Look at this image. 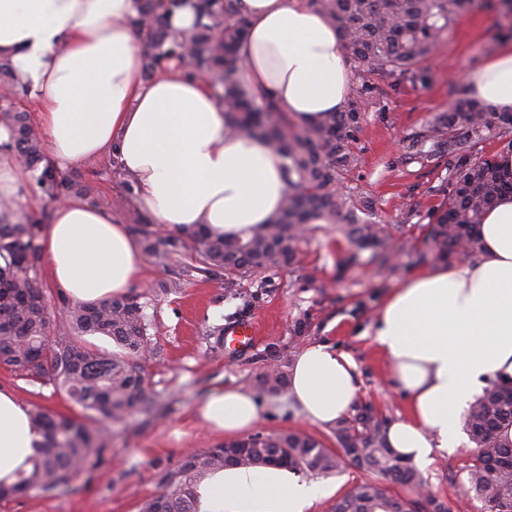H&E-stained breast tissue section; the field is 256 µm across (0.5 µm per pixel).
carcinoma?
Masks as SVG:
<instances>
[{
    "mask_svg": "<svg viewBox=\"0 0 512 512\" xmlns=\"http://www.w3.org/2000/svg\"><path fill=\"white\" fill-rule=\"evenodd\" d=\"M344 40L346 62L357 73L377 70L393 83H424L426 66L437 44L451 32L475 0H311ZM135 24L142 38L141 69L146 79L176 63L211 82L239 132L258 139L285 159L289 184L280 214L246 240L224 238L200 226L185 236L162 237L148 224L131 231L142 237L144 254L157 263L191 251L192 263L182 276L165 284L168 292L183 287V278L232 281L256 268L290 265L295 244L317 229L316 222L341 224L345 237L359 249L377 252L388 262L386 228L371 220L372 203L353 194L346 181L357 164V133L375 93L358 85L341 111L310 124L294 123L271 98L256 95L237 81L243 66L239 43L247 22L237 0H137ZM189 7L195 14L186 35L173 32L169 18ZM8 62H0V125L11 131V142L0 151L12 154L32 171L51 200L64 194L69 182L51 166L38 128L21 107L23 94L14 85ZM419 158L444 167L441 201L426 234L429 258L476 257L482 250L478 226L483 213L503 195L512 193V176L498 155L484 147L502 144L512 153V112L491 114L489 107L460 91L448 111L433 117L411 137ZM43 226L15 202L0 200V363L22 378L51 384L80 407V417L52 414L40 406L29 410L42 441L29 459L30 468L15 482H0V501L32 490L51 492L78 477L90 458L108 451L107 423L130 426L133 415L149 416L160 400L146 379L143 362L153 351L143 305L132 295L63 306L69 336H50V300L39 280ZM111 339L119 352L105 351L86 340ZM257 383L276 394L285 386L275 356ZM512 426V385H492L471 405L465 427L475 444L466 466L467 483L486 512H512V441L502 430ZM386 422L370 404L336 422L332 433L340 451L358 460L380 482L356 485L331 506V512H413L415 499L392 495L388 485L417 490L425 483L410 461L392 451ZM285 456L292 470L326 475L339 466L338 457L315 436L301 430L253 435L230 440L185 457L160 477L161 491L139 512H200L202 482L226 467H260L273 456Z\"/></svg>",
    "mask_w": 512,
    "mask_h": 512,
    "instance_id": "obj_1",
    "label": "carcinoma"
}]
</instances>
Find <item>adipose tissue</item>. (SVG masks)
Wrapping results in <instances>:
<instances>
[{"label":"adipose tissue","mask_w":512,"mask_h":512,"mask_svg":"<svg viewBox=\"0 0 512 512\" xmlns=\"http://www.w3.org/2000/svg\"><path fill=\"white\" fill-rule=\"evenodd\" d=\"M239 9L248 22L241 84L269 94L298 123L343 107L351 90L343 42L308 0H240ZM136 15V0H0V57L27 88L54 163L116 156L162 231L202 225L247 238L281 209L285 160L239 133L209 82L174 71L145 80ZM464 84L470 98L512 112V42L472 67ZM480 235L479 257L402 280L372 329L408 402L388 443L422 468L456 453L463 416L487 387L512 383V196L484 213ZM40 244L54 281L83 302L125 294L142 273L125 225L74 197L57 203ZM358 394L349 354L314 341L296 356L288 396L303 420L334 425ZM262 411L239 387L214 388L195 409L227 437L248 433ZM37 438L27 409L0 391V481L26 467ZM326 492L285 467H232L202 484L201 509L309 512Z\"/></svg>","instance_id":"ef3b65f1"}]
</instances>
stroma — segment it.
<instances>
[{
  "mask_svg": "<svg viewBox=\"0 0 512 512\" xmlns=\"http://www.w3.org/2000/svg\"><path fill=\"white\" fill-rule=\"evenodd\" d=\"M505 24L497 0H478L465 12L429 60L433 78L388 87L378 74L369 83L377 91L358 135V161L351 185L375 207L377 221L391 237L392 263L380 270L371 251L351 246L335 225L324 224L297 245L289 266L263 267L240 278L234 287L220 280L191 278L177 293L164 284L178 276L183 258L161 265L144 261L133 287L151 322L154 354L145 374L162 406L141 417L138 429L112 427L109 449L69 486L45 494L33 491L8 502L0 512H138L156 495L163 472L174 469L191 452L220 443L196 419L195 407L217 386L254 390L267 355L286 363L310 342H330L357 364L359 399L372 403L386 422L405 418L404 397L390 384L391 365L377 350L370 332L384 297L406 276L418 271L416 254L424 248L431 215L440 197L445 170L422 165L410 135L436 113L446 111L466 72L503 40ZM71 183L70 196L111 210L124 224L138 223L146 211L123 205L126 176L112 159L61 168ZM257 327L249 347L224 344L218 329L243 321ZM12 391L24 406L39 405L53 413L79 409L51 385L27 384L0 365V389ZM264 412L256 433L304 430L336 449L331 430L309 425L291 407L287 394L261 395ZM473 445L463 441L451 456L435 457L421 474L428 490L463 512H481L469 498L465 466Z\"/></svg>",
  "mask_w": 512,
  "mask_h": 512,
  "instance_id": "1",
  "label": "stroma"
}]
</instances>
